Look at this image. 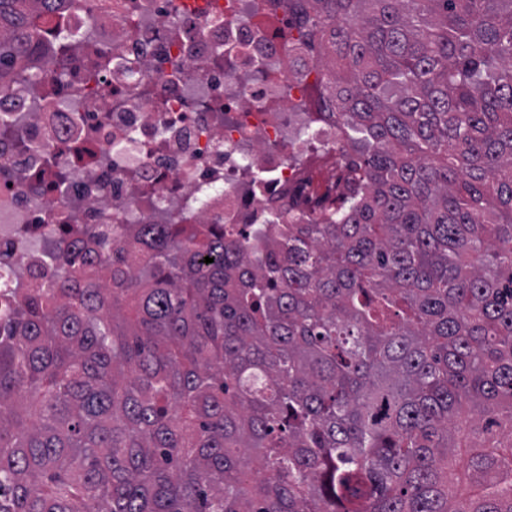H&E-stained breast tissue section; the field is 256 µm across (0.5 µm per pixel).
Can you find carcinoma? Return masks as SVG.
Instances as JSON below:
<instances>
[{
	"mask_svg": "<svg viewBox=\"0 0 512 512\" xmlns=\"http://www.w3.org/2000/svg\"><path fill=\"white\" fill-rule=\"evenodd\" d=\"M288 10L336 196L0 274V512H512V0ZM40 34L0 0V91Z\"/></svg>",
	"mask_w": 512,
	"mask_h": 512,
	"instance_id": "carcinoma-1",
	"label": "carcinoma"
}]
</instances>
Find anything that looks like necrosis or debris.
<instances>
[{"label":"necrosis or debris","instance_id":"necrosis-or-debris-1","mask_svg":"<svg viewBox=\"0 0 512 512\" xmlns=\"http://www.w3.org/2000/svg\"><path fill=\"white\" fill-rule=\"evenodd\" d=\"M61 27L65 77L21 69L0 92V267L22 282L78 226L260 224L335 190L288 0H67L46 55Z\"/></svg>","mask_w":512,"mask_h":512}]
</instances>
